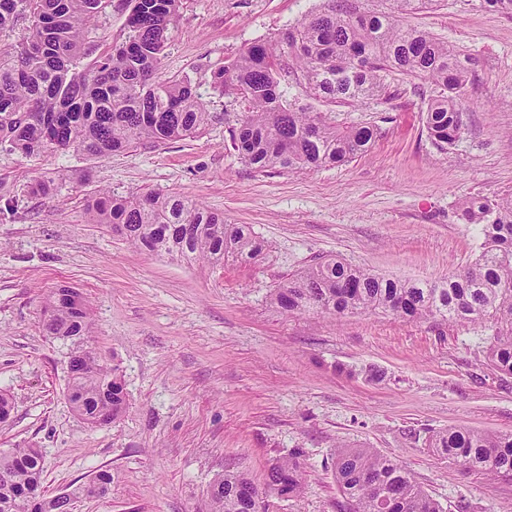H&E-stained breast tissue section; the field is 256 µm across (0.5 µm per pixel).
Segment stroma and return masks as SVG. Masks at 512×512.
I'll return each mask as SVG.
<instances>
[{
	"label": "stroma",
	"mask_w": 512,
	"mask_h": 512,
	"mask_svg": "<svg viewBox=\"0 0 512 512\" xmlns=\"http://www.w3.org/2000/svg\"><path fill=\"white\" fill-rule=\"evenodd\" d=\"M321 5L181 0L158 77L195 88L209 118L194 136L102 159L0 146V393L12 402L0 449L40 448L51 496L111 471L110 495L76 512H210L225 471L260 486L292 452L303 495L271 499L269 512H350L332 470L340 444L397 459L447 512H512V477L465 469L427 443L448 428L512 433V376L488 360L487 330L383 311L289 314L270 302L323 259L430 282L471 261L481 234L460 219L462 200L512 196V16L482 0H438L403 18L472 59L465 135L448 152L424 129L433 84L391 72L385 94L365 103L314 104L338 125L373 127L366 153L338 167L257 170L230 139L244 107L211 75ZM130 9L110 0L87 38L93 55L125 39ZM43 180L52 197L31 193ZM102 189L188 197L249 225L267 249L217 266L140 250L87 222ZM61 284L90 300L87 344L122 376L126 409L110 424L71 410L68 346L42 331L43 298ZM365 367L382 380L360 376Z\"/></svg>",
	"instance_id": "obj_1"
}]
</instances>
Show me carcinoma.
<instances>
[{"label":"carcinoma","instance_id":"cac0c4a2","mask_svg":"<svg viewBox=\"0 0 512 512\" xmlns=\"http://www.w3.org/2000/svg\"><path fill=\"white\" fill-rule=\"evenodd\" d=\"M431 0H392L393 12L369 14L353 0H326L318 12L285 32L254 42L211 76L213 88L246 109L232 131L235 150L259 169L298 170L343 165L374 140L368 126L340 127L325 113L288 95V76L305 81L310 95L327 103L365 101L381 95L383 73L420 75L437 87L426 109L432 145L446 151L463 137L462 105L471 60L426 31L395 19ZM108 0H0V32L20 15L31 26L18 46L0 49V145L22 156L73 150L104 158L134 143L159 144L195 134L208 112L190 83L157 77L180 0H132L128 35L112 51L85 64V33ZM461 218L481 227L472 262L440 283L385 279L343 259L318 262L274 289L271 300L290 314L344 317L376 310L420 320L493 325L489 359L512 375V198L464 199ZM92 224H121L122 238L152 253L221 265L229 257L252 259L266 245L244 224L184 197L147 193L103 194L89 209ZM63 288L44 300L43 329L71 343L68 402L84 421L125 408L118 368L84 344L91 307L62 301ZM431 447L468 470L512 476V433L452 428L435 434ZM336 479L352 512H445L443 506L394 459L370 448L336 447ZM42 455L30 446L0 450V512H33L23 490L42 486ZM298 454L268 468L265 491L246 474L227 470L211 492V512H254L253 498L271 494L298 499L304 488ZM112 474L100 472L66 494L48 498L50 512H72L82 497H99Z\"/></svg>","mask_w":512,"mask_h":512}]
</instances>
